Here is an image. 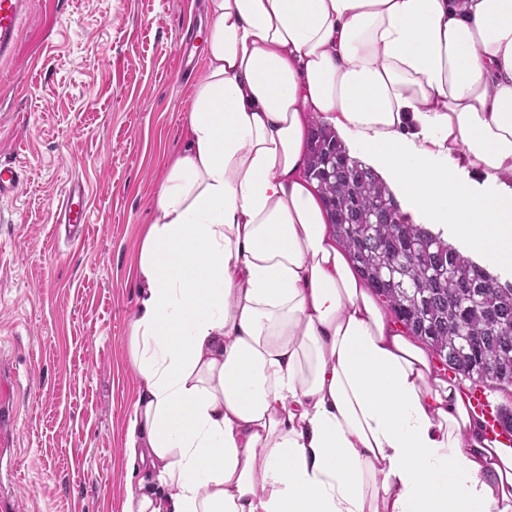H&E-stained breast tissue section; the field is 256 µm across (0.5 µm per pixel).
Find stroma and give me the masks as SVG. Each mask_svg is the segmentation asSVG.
<instances>
[{
    "mask_svg": "<svg viewBox=\"0 0 512 512\" xmlns=\"http://www.w3.org/2000/svg\"><path fill=\"white\" fill-rule=\"evenodd\" d=\"M206 0H32L0 63V162L25 171L0 201V399L14 416L25 512H123L125 431L141 385L130 356L134 270L169 160L183 146ZM81 182L82 236L55 224Z\"/></svg>",
    "mask_w": 512,
    "mask_h": 512,
    "instance_id": "obj_1",
    "label": "stroma"
}]
</instances>
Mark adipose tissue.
<instances>
[{"mask_svg":"<svg viewBox=\"0 0 512 512\" xmlns=\"http://www.w3.org/2000/svg\"><path fill=\"white\" fill-rule=\"evenodd\" d=\"M207 10L136 265L126 448L152 478L123 512H512V446L380 307L302 176L311 111L412 223L512 271V0Z\"/></svg>","mask_w":512,"mask_h":512,"instance_id":"obj_1","label":"adipose tissue"}]
</instances>
